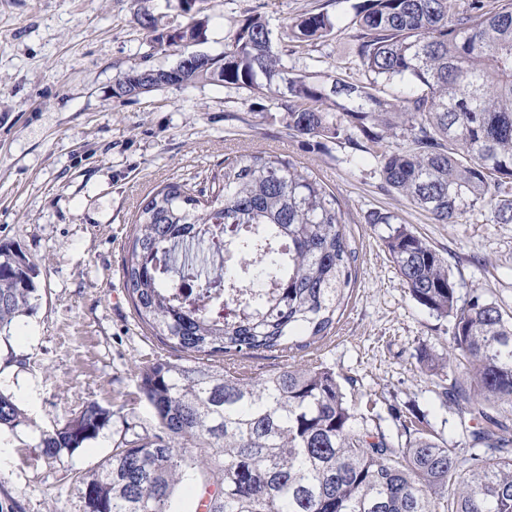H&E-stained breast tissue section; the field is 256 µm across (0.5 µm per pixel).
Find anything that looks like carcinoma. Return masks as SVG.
I'll return each mask as SVG.
<instances>
[{
	"instance_id": "cac0c4a2",
	"label": "carcinoma",
	"mask_w": 512,
	"mask_h": 512,
	"mask_svg": "<svg viewBox=\"0 0 512 512\" xmlns=\"http://www.w3.org/2000/svg\"><path fill=\"white\" fill-rule=\"evenodd\" d=\"M181 39L202 42L208 21L177 0ZM135 23L156 51L168 28L144 11ZM324 11L295 18L279 36L256 14L238 20L217 55L170 69L133 68L116 98L163 87L222 83L260 94L309 139H342L366 154L384 187L459 224L487 211L512 224V0H366L350 20L353 63L365 80L294 74L288 56L321 41ZM211 188L185 181L140 204L122 263L138 321L174 359L139 370L156 433L125 442L80 477L84 512H172L177 487L199 477L205 512H512V314L482 290L459 303L443 256L380 210L366 223L386 246L411 298L450 317L452 353L419 361L448 377L445 401L461 418L454 447L395 408L391 435L371 401L348 396L353 378L295 364L339 322L358 281L357 252L336 195L311 172L257 151L224 160ZM27 257L0 244V341L33 309ZM291 359L253 376V352ZM26 417L0 390V427ZM110 411L92 402L40 435L48 463L96 439Z\"/></svg>"
}]
</instances>
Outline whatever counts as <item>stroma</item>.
Returning <instances> with one entry per match:
<instances>
[{
	"instance_id": "obj_1",
	"label": "stroma",
	"mask_w": 512,
	"mask_h": 512,
	"mask_svg": "<svg viewBox=\"0 0 512 512\" xmlns=\"http://www.w3.org/2000/svg\"><path fill=\"white\" fill-rule=\"evenodd\" d=\"M358 0H199L207 40L153 51L135 24L148 11L161 24L183 18L170 0H0V243L20 249L35 270L38 298L9 343L0 342V389L27 416L0 431V488L26 512H83L72 475L89 472L125 439L151 436L155 418L138 390L147 360L169 348L139 324L123 287L132 218L155 187L222 174L225 158L272 151L311 170L336 194L358 256L359 277L333 335L312 354L378 413L389 405L424 415L449 444L459 418L439 397L441 376L421 370L420 348L444 355L453 321L415 303L385 248L386 227L364 221L372 209L397 215L448 262L460 298L482 289L512 308V224L476 212L437 224L402 195L384 190L371 165L344 142L310 148L284 111L266 117L245 88L164 87L131 99L112 85L132 68L167 69L182 54H217L234 23L261 15L281 31L297 15L322 10L336 21L325 41L292 55L298 72L351 80L352 7ZM95 402L112 411L100 436L46 464L42 431Z\"/></svg>"
}]
</instances>
